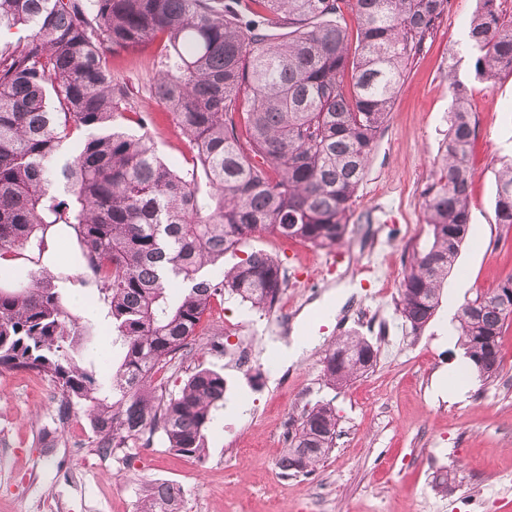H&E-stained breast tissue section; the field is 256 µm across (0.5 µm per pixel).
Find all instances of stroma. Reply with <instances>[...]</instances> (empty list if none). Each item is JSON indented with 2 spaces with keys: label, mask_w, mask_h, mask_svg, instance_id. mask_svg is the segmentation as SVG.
Returning a JSON list of instances; mask_svg holds the SVG:
<instances>
[{
  "label": "stroma",
  "mask_w": 512,
  "mask_h": 512,
  "mask_svg": "<svg viewBox=\"0 0 512 512\" xmlns=\"http://www.w3.org/2000/svg\"><path fill=\"white\" fill-rule=\"evenodd\" d=\"M477 0H448L421 57L409 65L386 128L360 186L345 242L316 248L265 232L226 252L232 267L254 250L277 256L286 274L282 298L298 314L285 337L271 339L270 316L228 296L213 304L192 342L193 354L176 353L155 381L167 393L190 374L209 368L223 375L224 405L205 430L202 460L182 457L162 435L150 447L122 449L100 459L82 409L66 422L52 414L56 390L32 373L0 372V512H135L155 481L180 487L183 512H434V472H447L453 491L441 512H512V327L503 336L504 367L483 384L468 377L452 389L462 349L446 338L449 304L493 290L512 274V229L497 224L495 173L512 156V74L475 79L466 25ZM468 89L478 123L471 162L469 233L443 286V303L418 334L395 307L404 268L425 247L422 192L435 171L448 133L452 103L449 71ZM153 124L124 115L117 124L144 132L166 162L184 166L194 150L162 107ZM96 326L83 342L80 362L108 360L110 377L121 359L112 321L102 302L77 305ZM223 328L224 352L212 351ZM356 331L378 348L377 362L335 389L323 376L324 351L336 337ZM310 345L293 353L297 337ZM250 344L256 364L245 370L229 354ZM319 402L337 418L335 446L311 475L283 476L278 462L287 445L283 420L299 419ZM73 473L81 494H66L61 471Z\"/></svg>",
  "instance_id": "obj_1"
}]
</instances>
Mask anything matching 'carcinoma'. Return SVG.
I'll return each instance as SVG.
<instances>
[{"label":"carcinoma","mask_w":512,"mask_h":512,"mask_svg":"<svg viewBox=\"0 0 512 512\" xmlns=\"http://www.w3.org/2000/svg\"><path fill=\"white\" fill-rule=\"evenodd\" d=\"M448 0H0V256L26 274L0 285V371L49 379L62 422L87 412L94 447L117 452L160 431L169 448L204 455L224 377L202 368L176 394L155 374L187 348L212 303L235 294L274 308L281 260L250 252L227 271L224 253L271 230L286 240L343 244L357 191L403 84ZM160 46L148 98H135L115 59ZM475 78L512 73V19L479 0L468 25ZM448 136L423 191L429 246L413 254L396 311L421 331L469 231L470 151L477 135L465 85L450 82ZM164 107L196 150L170 167L143 135L119 130L128 112L153 121ZM64 183L69 196L55 187ZM497 223L512 228V160L496 174ZM76 241L65 264L43 266L48 239ZM91 276L109 306L122 360L111 393L75 353L90 320L72 314L56 281ZM455 321L462 372H502L501 336L512 321V275L464 301ZM378 348L354 332L326 350L328 385L371 369ZM328 403L288 430L279 468L310 474L335 445ZM180 493L151 486L136 512H180Z\"/></svg>","instance_id":"obj_1"}]
</instances>
